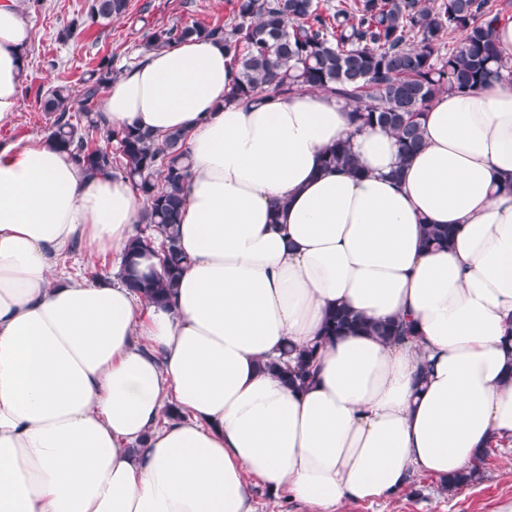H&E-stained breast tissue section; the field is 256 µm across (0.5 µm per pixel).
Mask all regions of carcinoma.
Segmentation results:
<instances>
[{
    "label": "carcinoma",
    "instance_id": "cac0c4a2",
    "mask_svg": "<svg viewBox=\"0 0 512 512\" xmlns=\"http://www.w3.org/2000/svg\"><path fill=\"white\" fill-rule=\"evenodd\" d=\"M84 23L108 25L128 14L129 0H85ZM502 10L495 0H237V22L224 26H161L146 35V50H157L204 35L224 43L234 72L230 99L253 100L298 91L322 90L345 101L357 130L380 128L396 139L400 161L423 146L421 116L445 90L471 91L491 81L512 82V59H506L491 37ZM115 74L112 59L101 58L83 81L79 98L57 84L40 96V108L53 117L49 141L68 154L89 176L122 173L141 193L145 205L139 223L153 233L137 231L126 251L130 287L147 301L160 304L175 288L184 266L175 225L185 205V186L192 176L186 134L161 137L136 127L112 129L104 122L99 100ZM325 167L362 172L345 142L330 146ZM452 230L427 224L423 245H450ZM161 252V272L140 274L137 259ZM361 329L385 339L413 335L410 324L371 323L355 312H330L323 339ZM315 349L296 352L294 365L268 370L292 386L314 377ZM486 454L470 470L441 482L448 491L476 479Z\"/></svg>",
    "mask_w": 512,
    "mask_h": 512
}]
</instances>
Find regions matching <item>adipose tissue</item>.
<instances>
[{"label": "adipose tissue", "instance_id": "ef3b65f1", "mask_svg": "<svg viewBox=\"0 0 512 512\" xmlns=\"http://www.w3.org/2000/svg\"><path fill=\"white\" fill-rule=\"evenodd\" d=\"M29 41L0 0V124ZM232 81L223 44L196 37L102 99L109 126L187 135L188 263L162 305L126 282L128 179L0 144V512H255L253 479L345 512L512 441V83L440 94L403 161L330 93L229 103ZM344 140L362 175L323 168ZM427 224L454 228L448 248L423 249ZM76 240L113 255L110 276L59 272ZM341 306L417 336L323 341ZM292 347L317 350L301 388L266 368Z\"/></svg>", "mask_w": 512, "mask_h": 512}]
</instances>
